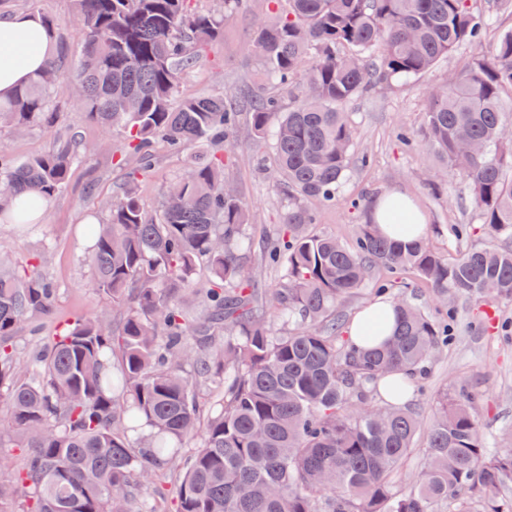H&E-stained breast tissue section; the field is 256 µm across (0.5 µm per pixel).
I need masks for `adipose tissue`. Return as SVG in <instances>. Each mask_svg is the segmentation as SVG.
<instances>
[{
  "instance_id": "1",
  "label": "adipose tissue",
  "mask_w": 512,
  "mask_h": 512,
  "mask_svg": "<svg viewBox=\"0 0 512 512\" xmlns=\"http://www.w3.org/2000/svg\"><path fill=\"white\" fill-rule=\"evenodd\" d=\"M55 50L53 38L42 19L30 12L0 17V100L11 98L29 84L31 78L49 63ZM368 220L382 230L403 226L404 240L424 236L425 224L407 197L391 192L378 197L368 210ZM393 307L375 302L364 307L353 319L349 335L359 349H366V336L379 333L388 338L393 333Z\"/></svg>"
}]
</instances>
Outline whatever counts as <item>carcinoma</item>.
<instances>
[{
    "label": "carcinoma",
    "mask_w": 512,
    "mask_h": 512,
    "mask_svg": "<svg viewBox=\"0 0 512 512\" xmlns=\"http://www.w3.org/2000/svg\"><path fill=\"white\" fill-rule=\"evenodd\" d=\"M74 4L79 59L67 72L50 62L0 104V123L16 133L56 127L46 80L55 70L79 89L90 119L122 130L115 164L133 156L137 166L106 221L86 225V261L108 306L52 337L35 375L14 338L51 312L60 286L40 264L19 269L0 253V439L30 449L0 481V512H159L169 483L174 512H512V448L485 437L467 387L440 395L428 424L401 406L424 393L458 301H512V249L491 243L446 257L425 238L405 245L370 223L342 243L315 231L319 211L308 205L336 201L348 181L349 104L372 86L426 74L477 42L491 17L471 0H267L250 49L275 94L177 102L222 18L193 0ZM506 88L512 31L448 76L424 112L427 143L468 186L491 240L512 238ZM242 112L269 145L288 199L283 223L260 242L241 189L224 179V142ZM158 148L194 156L150 214L138 184ZM86 153L76 132L24 161L1 144L9 189L0 220L30 223ZM256 251L277 280L254 275ZM405 272L431 288L434 309L391 291L388 278ZM371 282L393 304L395 327L361 351L336 311ZM190 292L203 308L197 320L184 310ZM394 370L407 376L387 377ZM381 389L391 403L375 402ZM420 434L424 464L398 487ZM146 485L153 495H142Z\"/></svg>",
    "instance_id": "cac0c4a2"
}]
</instances>
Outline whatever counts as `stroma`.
<instances>
[{"instance_id": "stroma-1", "label": "stroma", "mask_w": 512, "mask_h": 512, "mask_svg": "<svg viewBox=\"0 0 512 512\" xmlns=\"http://www.w3.org/2000/svg\"><path fill=\"white\" fill-rule=\"evenodd\" d=\"M266 0H251L247 9L228 13L222 0H196L197 8L223 13L220 35L203 49L199 61L180 86L183 97L258 90L263 82L262 67L250 52L253 29L265 10ZM37 13L49 19L56 37L55 61L70 64L82 50V39L74 16L73 0H0V15L8 12ZM512 30V12H502L487 29L481 43L462 47L414 82L377 86L356 98L348 107L355 128V143L345 192L336 202L323 206L318 232L351 241L359 224L365 223L371 201L389 192L408 196L426 224L433 247L445 255L485 244L483 234L460 239L452 231L456 224H478L467 186L447 173L445 164L426 143L423 112L431 93L445 83L448 74L463 68L476 55H489L501 33ZM54 103L63 112L55 128L32 129L15 135L0 127V144H7L18 159L52 151L58 140L76 131L92 151L73 167L67 187L50 198L40 224L23 229L0 224V250L8 252L17 267L27 266L36 254H43V270L61 286L50 315L38 323L36 333L16 337L21 356L34 355L65 323L76 317L99 312L104 296L91 283L85 261L89 241L87 224L99 222L106 201L120 193L127 168L115 166L112 156L123 144L120 131H104L88 119L73 86L58 84ZM416 136L414 148L397 138L400 130ZM235 163L225 171L226 179L244 189L251 212V230L256 235L273 232L288 207L287 200L273 190L274 173L265 143L258 141L248 120H240L228 138ZM369 154L371 163L359 158ZM188 165L187 155L159 153L150 177L141 187L147 209H154L166 187ZM359 200L352 208L351 200ZM453 327V340L437 354L430 381L432 392L465 385L476 395L477 412L489 440L512 431V302L484 303L462 300Z\"/></svg>"}]
</instances>
